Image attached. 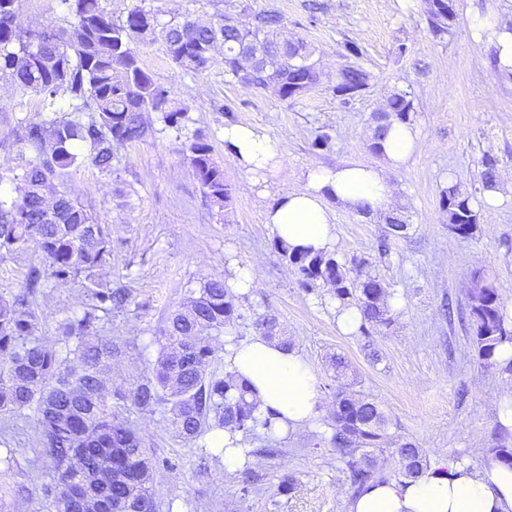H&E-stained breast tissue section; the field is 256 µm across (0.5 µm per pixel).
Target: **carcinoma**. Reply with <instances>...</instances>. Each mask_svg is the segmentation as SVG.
Returning <instances> with one entry per match:
<instances>
[{
    "instance_id": "1",
    "label": "carcinoma",
    "mask_w": 512,
    "mask_h": 512,
    "mask_svg": "<svg viewBox=\"0 0 512 512\" xmlns=\"http://www.w3.org/2000/svg\"><path fill=\"white\" fill-rule=\"evenodd\" d=\"M20 0H0V71L10 72L22 89L41 96L43 107L56 111L68 102L67 113L51 121H30L15 131L11 148L20 164L21 196L0 195V262L37 244L41 262L27 268L25 280L14 291L0 293V440L21 422L37 429V455L55 464L52 486L46 489L47 512H156L150 484L161 460L129 425L112 412V404L131 403L139 409L161 407L177 437L190 444L214 429L229 427L244 436L262 433L268 446L258 453L279 452L276 415L256 412L250 386L227 372L210 370L214 348L199 332L219 336L234 325L239 296L222 279H207L182 308L167 318L152 342L160 350L152 373L125 390L112 391L103 379V366L121 354L119 342L103 335L112 311L130 301L125 288L102 280L100 271L112 259V228L94 214L93 205L66 189L73 171L88 162L112 174L115 145L143 140L149 131L146 114L156 112L167 127L179 126L184 113L168 107V91L139 63L136 44L159 38L179 69L202 71L217 45L224 47V72L282 99L304 93L296 80L311 88L321 73L311 52L300 42L281 40L282 17L273 11L255 16L251 27L240 26L236 0H224V18L218 25H199L175 18L160 23L142 6L112 16L99 0H58L73 19L74 37L46 25L23 30L15 18ZM458 0H423L431 34H451ZM352 62L336 74L333 90L347 104L366 90L372 74L357 63L361 48L346 47ZM413 102L405 93L392 95L387 109L377 113L372 149L393 120L411 121ZM183 153L206 197L218 209L230 197L224 169L214 159V148L204 134L184 143ZM480 182H497L498 161L482 156ZM440 207L448 214L449 229L471 234L478 214L472 198L450 186L442 191ZM308 294L321 283L331 286L342 306L355 305L361 313L358 331L371 341L369 328L392 322L390 294L376 276L361 279L332 253L295 252L278 245ZM74 282L86 301L59 325L61 334L46 341L37 313V298L45 295L47 279ZM470 339L487 368L512 371V358L500 365L496 353L512 345V321L500 299L494 279L482 273L465 313ZM261 335L289 346L278 319L258 317ZM330 442L344 465L354 492L387 480L376 465L374 452L386 451L391 421L381 406L345 386L333 394ZM401 476L416 479L428 467L423 451L409 440L397 443Z\"/></svg>"
}]
</instances>
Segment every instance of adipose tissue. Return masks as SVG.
Segmentation results:
<instances>
[{
  "label": "adipose tissue",
  "mask_w": 512,
  "mask_h": 512,
  "mask_svg": "<svg viewBox=\"0 0 512 512\" xmlns=\"http://www.w3.org/2000/svg\"><path fill=\"white\" fill-rule=\"evenodd\" d=\"M475 44L491 43L500 68L512 72V30L492 12L471 18ZM224 148L240 168L261 178L281 170L277 145L260 129L243 124L224 127ZM418 130L407 122H392L381 141L384 166L350 160L333 168L312 167L303 190L278 194L267 207L265 224L276 240L312 253L336 247V209L378 217L393 208L394 188L389 170L406 166L419 153ZM228 371L249 381L259 415L278 414L280 433L305 426L317 418L322 401L314 370L296 350L256 336L224 347ZM224 457L230 471L250 461L240 432H210L204 442ZM349 512H512V469L493 464L477 469L466 464L449 470L428 468L412 482L389 481L365 487L353 498Z\"/></svg>",
  "instance_id": "ef3b65f1"
}]
</instances>
